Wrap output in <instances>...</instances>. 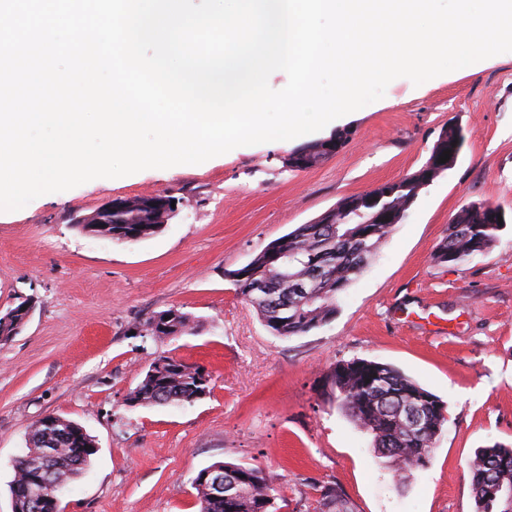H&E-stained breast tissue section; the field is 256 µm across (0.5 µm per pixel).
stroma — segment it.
I'll return each instance as SVG.
<instances>
[{"mask_svg": "<svg viewBox=\"0 0 512 512\" xmlns=\"http://www.w3.org/2000/svg\"><path fill=\"white\" fill-rule=\"evenodd\" d=\"M451 124L466 135L456 164L422 190L335 316L300 336L272 335L231 271L340 199L416 171ZM339 131L335 155L288 168L290 150ZM162 192L178 211L151 238H97L73 225L112 199ZM472 201L504 211L498 240L464 264L435 262L452 216ZM22 298L28 320L0 342V512H12L11 462L48 415L78 422L97 446L62 490L66 512H198L192 480L220 460L270 475L280 512H314L328 484L353 512H474L468 460L512 444V52L419 86L394 79L381 99L311 137L95 179L0 211V312ZM173 307L198 321L196 334H137ZM162 355L203 366L210 394L129 403ZM356 358L399 369L446 407L428 463L405 483L326 397L329 367Z\"/></svg>", "mask_w": 512, "mask_h": 512, "instance_id": "stroma-1", "label": "stroma"}]
</instances>
